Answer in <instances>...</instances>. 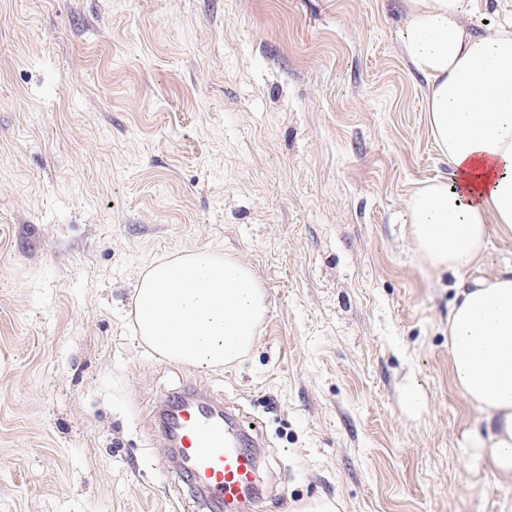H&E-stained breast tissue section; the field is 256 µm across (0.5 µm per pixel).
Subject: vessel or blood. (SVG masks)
I'll return each mask as SVG.
<instances>
[{
	"label": "vessel or blood",
	"instance_id": "obj_1",
	"mask_svg": "<svg viewBox=\"0 0 512 512\" xmlns=\"http://www.w3.org/2000/svg\"><path fill=\"white\" fill-rule=\"evenodd\" d=\"M251 425L250 418L224 412L194 391L184 393L179 406L163 408V439L203 505L236 512L256 499L260 476Z\"/></svg>",
	"mask_w": 512,
	"mask_h": 512
}]
</instances>
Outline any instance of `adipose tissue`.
<instances>
[{
    "label": "adipose tissue",
    "instance_id": "adipose-tissue-1",
    "mask_svg": "<svg viewBox=\"0 0 512 512\" xmlns=\"http://www.w3.org/2000/svg\"><path fill=\"white\" fill-rule=\"evenodd\" d=\"M488 0H405L400 50L424 82L430 135L450 173L407 204L416 252L461 280L448 318L454 383L482 417L468 449L512 479V265L481 273L492 237L512 238V0L475 33ZM267 311L250 269L203 250L153 263L136 289L138 335L162 358L212 369L242 360Z\"/></svg>",
    "mask_w": 512,
    "mask_h": 512
}]
</instances>
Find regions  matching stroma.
Wrapping results in <instances>:
<instances>
[{"label": "stroma", "instance_id": "stroma-1", "mask_svg": "<svg viewBox=\"0 0 512 512\" xmlns=\"http://www.w3.org/2000/svg\"><path fill=\"white\" fill-rule=\"evenodd\" d=\"M404 8L0 0V512H194L156 419L186 387L261 421L249 512H512L466 450L457 277L407 222L449 169ZM201 250L268 306L210 370L160 358L133 315L149 264Z\"/></svg>", "mask_w": 512, "mask_h": 512}]
</instances>
